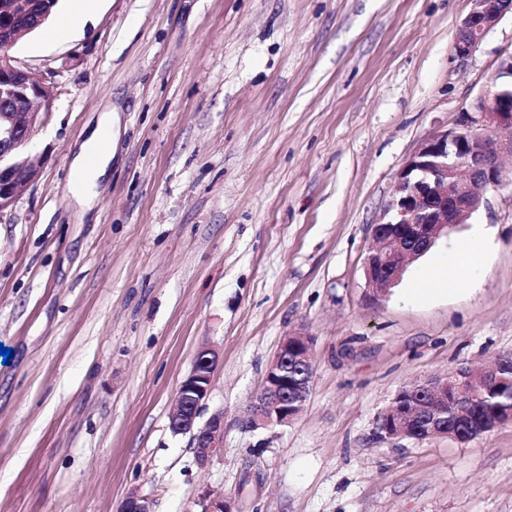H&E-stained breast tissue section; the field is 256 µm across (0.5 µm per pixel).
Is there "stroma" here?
<instances>
[{
	"label": "stroma",
	"mask_w": 512,
	"mask_h": 512,
	"mask_svg": "<svg viewBox=\"0 0 512 512\" xmlns=\"http://www.w3.org/2000/svg\"><path fill=\"white\" fill-rule=\"evenodd\" d=\"M469 0H98L90 21L23 36L46 91L40 169L0 213V512H512V422L464 442L382 439L412 381L512 352V186L373 298L372 226L421 143L457 127L512 53L503 18L465 61ZM121 116L89 211L71 161ZM459 290L415 300L478 229ZM314 336L291 424L249 430L282 338ZM218 354L202 417L224 453L195 465L169 414L196 352ZM185 512H239L232 496L205 491L194 499Z\"/></svg>",
	"instance_id": "stroma-1"
}]
</instances>
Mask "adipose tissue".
<instances>
[{
    "label": "adipose tissue",
    "instance_id": "adipose-tissue-1",
    "mask_svg": "<svg viewBox=\"0 0 512 512\" xmlns=\"http://www.w3.org/2000/svg\"><path fill=\"white\" fill-rule=\"evenodd\" d=\"M118 122L116 112L104 113L73 160L70 191L79 205H92L99 196V182L112 159V141L118 135Z\"/></svg>",
    "mask_w": 512,
    "mask_h": 512
}]
</instances>
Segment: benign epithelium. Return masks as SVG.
Here are the masks:
<instances>
[{"label": "benign epithelium", "mask_w": 512, "mask_h": 512, "mask_svg": "<svg viewBox=\"0 0 512 512\" xmlns=\"http://www.w3.org/2000/svg\"><path fill=\"white\" fill-rule=\"evenodd\" d=\"M31 0H0V103L16 105L13 116L0 120V213L10 208L20 188L39 176L37 166L24 148L40 122L35 103L45 98L41 78L18 65L8 50L31 31ZM512 0H470V9L459 22L452 44L459 60L469 57L487 34L507 15ZM456 128L428 137L397 176L392 195L373 224V234L382 226L403 224L409 238L423 240L418 252L402 242L387 249H373L365 258L368 287L376 298L383 297L400 279L407 265L425 253L435 241L448 235L456 225L477 212L486 202L485 194L512 184L502 157L512 154V54L501 63L498 81L472 108ZM312 335L304 329L283 337L267 367L261 391L248 406V428H268L292 423L309 395L312 379L296 378L288 362L304 363L310 356ZM218 355L209 346L198 349L192 368L180 383L176 406L169 416L175 436L189 437L194 461L207 466L224 452V412H214L200 421L203 402L211 389ZM469 374L463 368L445 376L413 382L423 393L466 397ZM375 433L384 439L406 436L400 421L383 411L375 420ZM118 512H152V502L139 495L122 501ZM184 512H237L235 498L206 491Z\"/></svg>", "instance_id": "benign-epithelium-1"}]
</instances>
